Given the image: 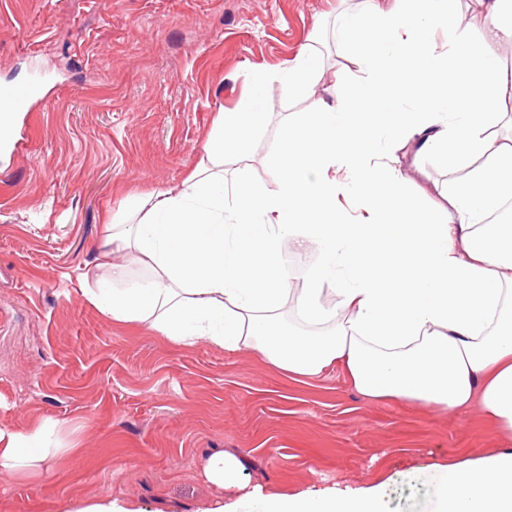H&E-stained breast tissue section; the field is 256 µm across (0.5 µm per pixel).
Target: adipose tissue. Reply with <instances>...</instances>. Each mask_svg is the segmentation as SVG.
I'll return each mask as SVG.
<instances>
[{"mask_svg": "<svg viewBox=\"0 0 512 512\" xmlns=\"http://www.w3.org/2000/svg\"><path fill=\"white\" fill-rule=\"evenodd\" d=\"M484 20L464 34L469 10ZM448 31L438 46L437 29ZM363 76L334 83L310 112L284 123L268 163L275 191L227 179L224 160H253L267 121L253 94L224 111L208 163L175 193L134 199L98 253L112 285L88 290L112 319L139 322L188 346L254 349L276 367L315 376L343 365L366 399L447 411L479 407L509 445L479 459L435 465L431 512H512V224L487 218L512 199V147L490 135L512 104L501 54L512 50V0H362L333 32ZM408 103L399 111L393 101ZM440 154L468 167L448 186L447 221L428 223L407 190L398 155ZM345 168L360 218L337 201ZM316 253L295 280L290 256ZM147 274L132 279L130 264ZM292 303L307 333L278 323ZM54 427L0 429V468L30 476L52 463ZM242 463L210 456L206 476L239 495L231 512H389L385 484L269 495L241 492Z\"/></svg>", "mask_w": 512, "mask_h": 512, "instance_id": "ef3b65f1", "label": "adipose tissue"}]
</instances>
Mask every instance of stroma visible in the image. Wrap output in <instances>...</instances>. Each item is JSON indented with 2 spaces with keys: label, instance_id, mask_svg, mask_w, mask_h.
Returning a JSON list of instances; mask_svg holds the SVG:
<instances>
[{
  "label": "stroma",
  "instance_id": "1",
  "mask_svg": "<svg viewBox=\"0 0 512 512\" xmlns=\"http://www.w3.org/2000/svg\"><path fill=\"white\" fill-rule=\"evenodd\" d=\"M359 0H0V88L35 85L15 147H0V428L55 423L62 448L38 478L0 471V512H59L109 495L131 512H215L231 492L208 457L241 458L244 490L387 482L391 512H426L430 464L492 455L504 442L478 409L441 413L370 402L343 367L291 376L258 353L178 346L118 322L85 291L104 217L127 198L178 191L216 134L219 112L303 49L324 55L315 91L362 73L331 37ZM306 98L272 83L256 163L227 171L264 192L262 157ZM408 191L431 221L464 170L437 155L406 160Z\"/></svg>",
  "mask_w": 512,
  "mask_h": 512
}]
</instances>
